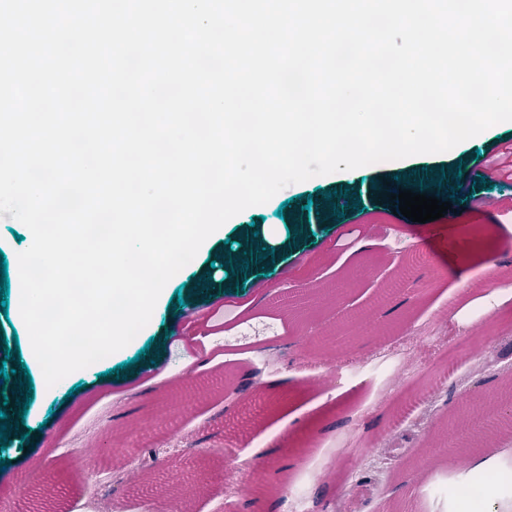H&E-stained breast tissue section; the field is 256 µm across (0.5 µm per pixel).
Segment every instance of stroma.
<instances>
[{
	"mask_svg": "<svg viewBox=\"0 0 512 512\" xmlns=\"http://www.w3.org/2000/svg\"><path fill=\"white\" fill-rule=\"evenodd\" d=\"M512 140V124L423 154L312 177L281 189L266 204L229 219L222 237L201 249L172 279L169 295L121 350L47 386L30 353L16 306L0 330L17 335L34 387L25 417L30 443L0 451V504L7 512H85L88 485L75 439L97 431L100 467L116 460L112 429L150 423L144 450L156 457L149 486L110 484L112 512H289L287 479L305 483L310 512L345 501L350 512H437L456 505L461 477L512 471V434L481 429L491 402L512 381V180L481 181L486 160ZM462 171L454 219L426 223L396 213L383 193L415 170ZM339 216L323 218L325 203ZM482 226L490 245L472 246L462 228ZM274 258L231 269L225 258L244 239ZM210 275L208 287L200 278ZM310 288L303 316L275 304L278 290ZM183 307H176L173 290ZM239 317L213 329L202 347L166 349L227 300ZM444 320L448 333L429 341L416 324ZM488 348L495 362L467 369L433 411L434 427L377 442L391 429L393 401L380 388L390 370L382 356L408 348L419 376L447 378L456 345ZM148 358H139L141 349ZM119 368L118 377L109 369ZM356 434L351 459L333 446ZM251 460L253 476L234 471Z\"/></svg>",
	"mask_w": 512,
	"mask_h": 512,
	"instance_id": "1",
	"label": "stroma"
}]
</instances>
